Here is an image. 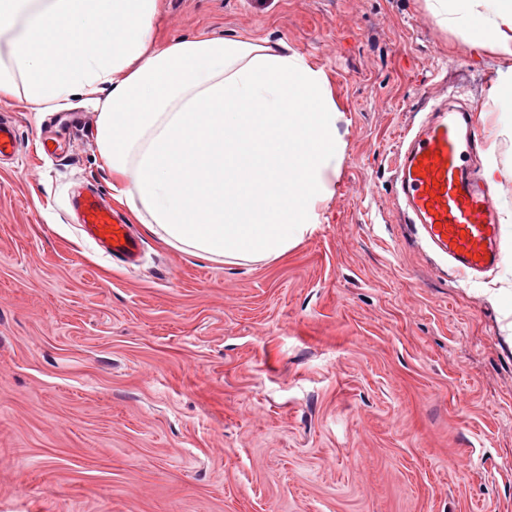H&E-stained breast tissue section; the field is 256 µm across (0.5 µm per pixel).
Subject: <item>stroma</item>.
<instances>
[{"instance_id": "1", "label": "stroma", "mask_w": 512, "mask_h": 512, "mask_svg": "<svg viewBox=\"0 0 512 512\" xmlns=\"http://www.w3.org/2000/svg\"><path fill=\"white\" fill-rule=\"evenodd\" d=\"M161 41L253 36L324 70L346 143L314 232L226 264L143 225L137 263L84 238L111 200L84 99L0 104V512H512L511 61L429 0H160ZM440 104L495 161L505 254L448 277L404 224L394 155ZM492 97L499 104L512 107V67L500 70L491 90Z\"/></svg>"}]
</instances>
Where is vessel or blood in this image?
<instances>
[{
    "label": "vessel or blood",
    "instance_id": "vessel-or-blood-1",
    "mask_svg": "<svg viewBox=\"0 0 512 512\" xmlns=\"http://www.w3.org/2000/svg\"><path fill=\"white\" fill-rule=\"evenodd\" d=\"M477 142L466 112L437 109L421 124L395 166V188L404 203L406 223L436 255L446 258L450 274L478 279L502 259L500 216L492 187L468 165ZM82 230L107 255L135 262L140 239L115 223L111 208L97 195L80 202Z\"/></svg>",
    "mask_w": 512,
    "mask_h": 512
}]
</instances>
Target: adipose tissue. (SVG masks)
I'll return each instance as SVG.
<instances>
[{
	"label": "adipose tissue",
	"mask_w": 512,
	"mask_h": 512,
	"mask_svg": "<svg viewBox=\"0 0 512 512\" xmlns=\"http://www.w3.org/2000/svg\"><path fill=\"white\" fill-rule=\"evenodd\" d=\"M158 7L0 0V99L46 112L84 96L112 196L137 223L215 262L277 261L319 224L344 158L326 74L259 38L157 45ZM429 8L475 49L512 57V0Z\"/></svg>",
	"instance_id": "obj_1"
}]
</instances>
